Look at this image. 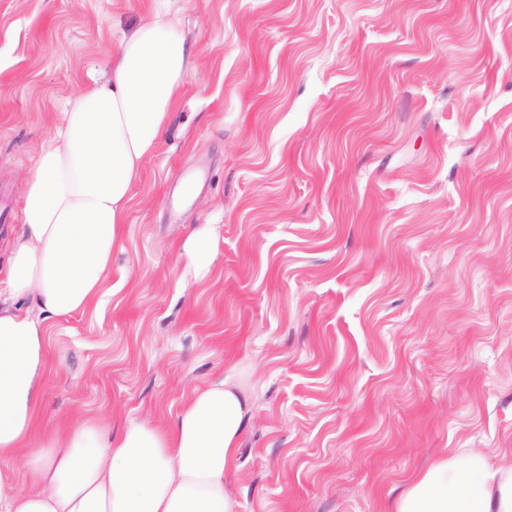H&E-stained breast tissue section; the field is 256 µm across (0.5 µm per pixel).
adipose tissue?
<instances>
[{
  "label": "adipose tissue",
  "instance_id": "ef3b65f1",
  "mask_svg": "<svg viewBox=\"0 0 512 512\" xmlns=\"http://www.w3.org/2000/svg\"><path fill=\"white\" fill-rule=\"evenodd\" d=\"M191 66L175 18L154 15L122 39L107 77L73 98L29 169L20 222L0 268V461L26 458L25 480L0 483V512H235L229 485L252 417L239 365L184 400L170 427L94 417L36 438L53 363L47 324L98 305L112 273L131 188L173 118ZM213 225L184 245L204 278ZM388 512H512V466L446 451L414 475Z\"/></svg>",
  "mask_w": 512,
  "mask_h": 512
}]
</instances>
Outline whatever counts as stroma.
<instances>
[{
    "label": "stroma",
    "instance_id": "35a3bbf8",
    "mask_svg": "<svg viewBox=\"0 0 512 512\" xmlns=\"http://www.w3.org/2000/svg\"><path fill=\"white\" fill-rule=\"evenodd\" d=\"M158 9L192 66L102 302L49 324L41 423L164 426L238 363L236 512H385L446 448L511 466L512 0H0V265L67 101ZM214 225L196 227L184 245L185 274L195 281L204 278L211 269L216 254Z\"/></svg>",
    "mask_w": 512,
    "mask_h": 512
}]
</instances>
